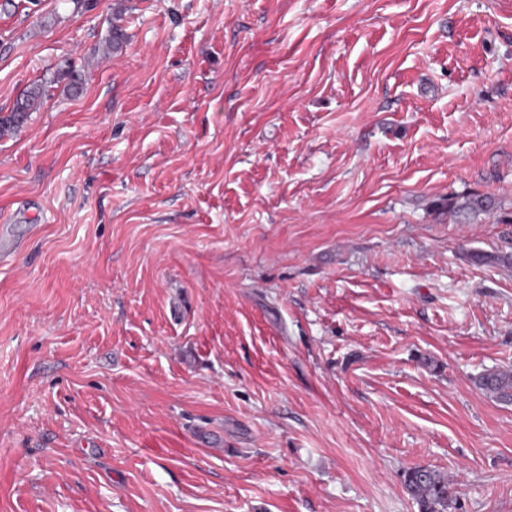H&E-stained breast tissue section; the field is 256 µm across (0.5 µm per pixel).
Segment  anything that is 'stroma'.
<instances>
[{"label":"stroma","instance_id":"stroma-1","mask_svg":"<svg viewBox=\"0 0 512 512\" xmlns=\"http://www.w3.org/2000/svg\"><path fill=\"white\" fill-rule=\"evenodd\" d=\"M35 85L0 512H418L417 466L512 512L474 384L512 368V269L466 258L512 251V0H0V113ZM495 207L494 200L480 194H471L460 199L451 198L441 204V208L448 210V217L453 220L467 219L471 214L488 212Z\"/></svg>","mask_w":512,"mask_h":512}]
</instances>
